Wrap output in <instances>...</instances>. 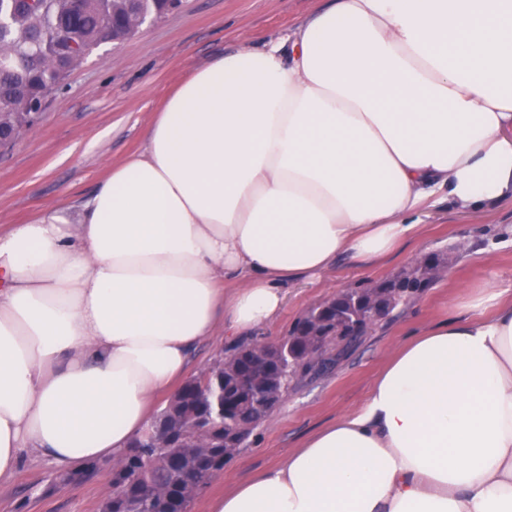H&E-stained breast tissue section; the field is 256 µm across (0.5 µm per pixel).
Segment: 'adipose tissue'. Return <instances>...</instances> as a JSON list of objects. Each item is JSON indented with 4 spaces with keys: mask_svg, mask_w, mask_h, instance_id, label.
<instances>
[{
    "mask_svg": "<svg viewBox=\"0 0 512 512\" xmlns=\"http://www.w3.org/2000/svg\"><path fill=\"white\" fill-rule=\"evenodd\" d=\"M512 200V0H323L166 97L77 223L0 232V479L116 460L218 323L411 237L430 200ZM242 286L225 294L226 280ZM404 344L365 406L212 512H512V294Z\"/></svg>",
    "mask_w": 512,
    "mask_h": 512,
    "instance_id": "1",
    "label": "adipose tissue"
}]
</instances>
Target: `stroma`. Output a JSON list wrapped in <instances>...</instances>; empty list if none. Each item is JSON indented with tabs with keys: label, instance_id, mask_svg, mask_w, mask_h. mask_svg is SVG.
<instances>
[{
	"label": "stroma",
	"instance_id": "35a3bbf8",
	"mask_svg": "<svg viewBox=\"0 0 512 512\" xmlns=\"http://www.w3.org/2000/svg\"><path fill=\"white\" fill-rule=\"evenodd\" d=\"M314 0H183L165 18L125 42L102 44L52 92L38 121L0 148V229L47 210L75 218L112 165L139 152L169 91L193 69L244 39L287 36ZM418 228L391 257L371 265L339 261L318 277L288 286L275 319L254 336L276 341L296 320L343 288H367L413 266L422 255L444 254L457 242L454 264L429 288L379 322L337 367L308 377L255 431L248 448L227 463L189 506L210 512L213 499L275 466L311 434L366 403L391 356L413 335L447 318L449 302L485 281L512 289V201L478 216L441 202L423 208ZM110 462L92 478L54 487L56 468L27 458L0 482V512H99L110 490Z\"/></svg>",
	"mask_w": 512,
	"mask_h": 512
}]
</instances>
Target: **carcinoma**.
Here are the masks:
<instances>
[{
    "label": "carcinoma",
    "mask_w": 512,
    "mask_h": 512,
    "mask_svg": "<svg viewBox=\"0 0 512 512\" xmlns=\"http://www.w3.org/2000/svg\"><path fill=\"white\" fill-rule=\"evenodd\" d=\"M0 0V53L12 63L0 68V133L3 145L13 142L22 118L43 110L48 95L66 84L103 40L122 41L128 30L119 26L134 10L162 18L182 0H83L72 16L73 0H30L15 7ZM438 262L432 256L401 275L369 288L342 289L297 320L289 334L275 342H240L208 368L186 380L179 392L154 416V421L185 433L188 440L206 437V426L228 423L230 436L222 448H197L160 443V432L144 433L112 465V493L99 512H188L192 488H204L224 465L247 446L249 438L278 404H268L283 384L330 371L356 346L376 321L367 315L373 299L385 301L382 318L420 294L434 281ZM99 471L86 463L55 478L68 485Z\"/></svg>",
    "instance_id": "carcinoma-1"
}]
</instances>
